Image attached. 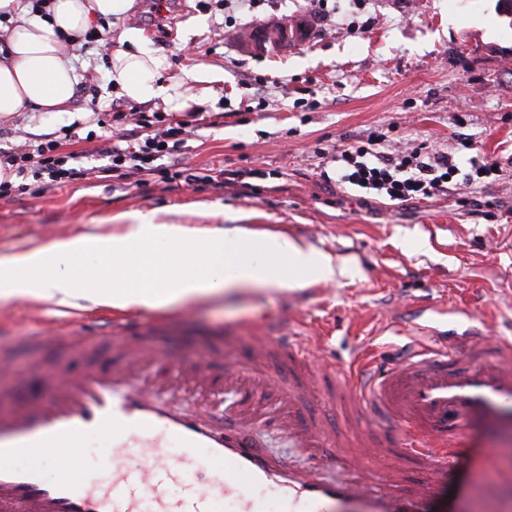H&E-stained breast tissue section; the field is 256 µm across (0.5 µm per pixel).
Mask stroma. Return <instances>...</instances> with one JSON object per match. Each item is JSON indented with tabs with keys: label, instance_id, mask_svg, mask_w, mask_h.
<instances>
[{
	"label": "stroma",
	"instance_id": "35a3bbf8",
	"mask_svg": "<svg viewBox=\"0 0 512 512\" xmlns=\"http://www.w3.org/2000/svg\"><path fill=\"white\" fill-rule=\"evenodd\" d=\"M154 8L155 0H135L112 20L109 36L142 31L143 49L166 56L169 78L199 70L184 94L186 110L222 113L220 98L230 101L221 125L193 130L177 158L201 173L237 171L238 181L189 190L177 180L156 176L139 185L104 172L112 142L93 122L91 106L124 111L131 103L112 85L108 56L75 41L65 52L89 75L70 110L0 118V155L66 130L65 150L91 153L101 173L36 196L0 198V257L108 234L153 211L201 244L212 230L239 224L259 236L288 235L345 266L333 283L256 288L156 310L159 327L145 345L185 368L205 355L246 362L252 336L267 325L319 339L321 363L341 372L366 353L386 361L430 318L452 347L478 320L491 335L512 340V25L497 15L495 0H350L339 15L320 13L316 0H261L252 11L170 0L161 16ZM286 21L302 23L307 39L264 51L240 40ZM374 131L386 133L388 150L424 142L450 152L466 133L501 171L477 194L452 182L445 196L402 203L338 186L336 153ZM112 313L109 306L0 301V357L25 367L29 393L43 394L41 375L56 361L72 374L122 362L116 348L82 349L102 335ZM59 319L67 352L27 346L25 336ZM158 383L170 410L204 413L206 423L224 430L233 400L223 388L197 392L160 364L136 386L150 391ZM244 430L276 465L335 477V460H314L275 425L251 421ZM465 440L449 489L460 492L461 512H484L476 490L488 470L512 472V432L474 423Z\"/></svg>",
	"mask_w": 512,
	"mask_h": 512
}]
</instances>
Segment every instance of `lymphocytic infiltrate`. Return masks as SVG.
<instances>
[{
  "instance_id": "lymphocytic-infiltrate-1",
  "label": "lymphocytic infiltrate",
  "mask_w": 512,
  "mask_h": 512,
  "mask_svg": "<svg viewBox=\"0 0 512 512\" xmlns=\"http://www.w3.org/2000/svg\"><path fill=\"white\" fill-rule=\"evenodd\" d=\"M94 113L107 116L112 128L114 142L108 151L107 169L113 177L158 175L189 185L202 183V176L193 170L174 169L166 163L183 143L188 128L203 121L202 113L189 112L181 119L135 107L126 112L98 107ZM378 141L373 134L340 152L336 174L341 182L405 202L446 194L448 178L459 173L476 191L494 173L492 164L477 151L468 157L469 170L464 173L452 154L423 144L386 153L377 150ZM88 158L85 152L62 151L56 139L18 149L1 159L9 165L11 176L0 181V198L15 193L36 194L48 187L86 179L92 173Z\"/></svg>"
}]
</instances>
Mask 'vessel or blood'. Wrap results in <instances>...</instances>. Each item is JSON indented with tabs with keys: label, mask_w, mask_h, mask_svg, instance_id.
I'll use <instances>...</instances> for the list:
<instances>
[{
	"label": "vessel or blood",
	"mask_w": 512,
	"mask_h": 512,
	"mask_svg": "<svg viewBox=\"0 0 512 512\" xmlns=\"http://www.w3.org/2000/svg\"><path fill=\"white\" fill-rule=\"evenodd\" d=\"M128 316L110 318L111 343L125 365L79 375L58 371L44 381L50 395H0V512H261L274 491L282 512H459L443 481L454 468L471 421L512 428V343L488 346L472 331L462 348L441 344L436 327L419 326L408 353L378 374L317 373L314 344L281 331L254 336L249 365L223 368L224 389L251 403L275 386L289 406L317 396L319 407L289 419L295 447L345 462L336 480L317 471L280 474L262 462L251 442L215 434L194 415H174L157 394L136 389V364L154 358ZM405 432L397 448L374 434L382 423ZM109 442L111 467L93 483L82 474L81 443ZM70 449V465L47 478L55 449ZM412 460L410 483L399 464ZM385 469H378L379 461Z\"/></svg>",
	"instance_id": "vessel-or-blood-1"
}]
</instances>
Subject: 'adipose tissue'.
Listing matches in <instances>:
<instances>
[{
    "mask_svg": "<svg viewBox=\"0 0 512 512\" xmlns=\"http://www.w3.org/2000/svg\"><path fill=\"white\" fill-rule=\"evenodd\" d=\"M134 2L52 0V17L46 20L31 15L23 0H0V13H10L15 21L9 51L0 58V116L29 107L68 111L81 77L63 52V36L84 33L92 20L126 13ZM117 41L110 62L121 95L136 103L179 105L178 86L165 76L166 57L139 50L140 35L132 30L121 32ZM128 266L136 268L138 285L116 278L106 289L91 275L95 269ZM345 273L331 256L305 249L284 234L256 239L235 227L214 232L199 249L183 226L156 222L146 213L120 232L76 237L0 260V300L160 309L254 287L275 291L332 282Z\"/></svg>",
    "mask_w": 512,
    "mask_h": 512,
    "instance_id": "ef3b65f1",
    "label": "adipose tissue"
}]
</instances>
